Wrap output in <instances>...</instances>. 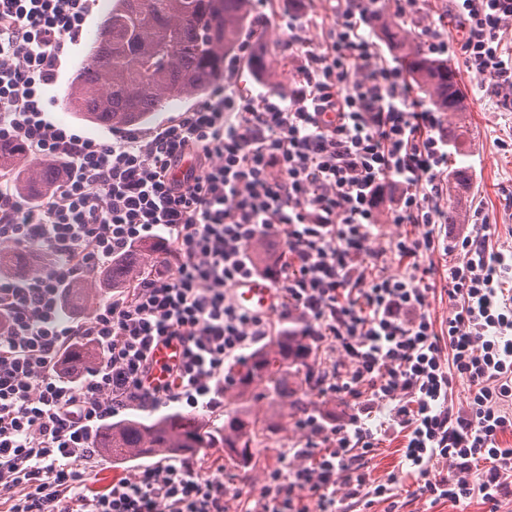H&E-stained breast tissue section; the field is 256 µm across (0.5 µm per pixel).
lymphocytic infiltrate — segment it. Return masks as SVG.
Wrapping results in <instances>:
<instances>
[{
	"label": "lymphocytic infiltrate",
	"instance_id": "1",
	"mask_svg": "<svg viewBox=\"0 0 512 512\" xmlns=\"http://www.w3.org/2000/svg\"><path fill=\"white\" fill-rule=\"evenodd\" d=\"M380 4L337 5L325 47L306 52L288 94L219 89L154 131L95 141L50 120L46 100L93 0H0V139L64 164L41 205L0 186V243L47 258L25 276L0 275V500L9 512H224L223 479L202 478L188 460L155 463L101 492L87 489L85 469L95 434L122 411L223 407L225 364L272 331L231 298L249 279L269 282L280 319L335 353L328 389L353 408L331 427L306 417L308 441L252 490V512H338L340 499L390 494L368 470L376 435L367 420L382 407L419 495L478 498L492 512L512 496V446L500 442L512 431V251L493 245L486 221L442 243L444 121L398 66L373 60ZM453 9L459 47L433 30L427 51L458 52L511 105L502 33L512 0H453ZM188 156L193 166L180 170ZM384 215L411 230L380 246ZM149 241L165 255L158 268L88 320L67 318L71 281ZM443 250L457 261L439 322L430 277ZM390 259L403 274L385 273ZM162 344L179 355L159 367ZM78 345L98 360L75 374L60 359ZM457 378L469 388L459 408L449 402Z\"/></svg>",
	"mask_w": 512,
	"mask_h": 512
}]
</instances>
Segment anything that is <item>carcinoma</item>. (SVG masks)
Here are the masks:
<instances>
[{"mask_svg": "<svg viewBox=\"0 0 512 512\" xmlns=\"http://www.w3.org/2000/svg\"><path fill=\"white\" fill-rule=\"evenodd\" d=\"M251 0H112L101 25L102 41L79 68L66 94L76 117L105 129H126L145 123L175 101L190 100L223 75L224 61L239 47L251 22ZM381 33L397 54L411 83L426 92L441 112H461L462 94L448 62L425 53L405 26L381 19ZM0 161L17 168L16 189L32 203L52 195L62 177L54 160L27 162L18 140L0 141ZM23 252L0 244V272L18 267ZM157 261L134 252L112 262V286L136 279L141 268ZM94 283L80 279L71 285V304L83 305ZM95 359L92 347L79 345L65 354L68 368H86ZM305 370L304 383L318 386L322 374L309 338L288 328L279 331L248 358L228 371L224 392L232 393L236 407L224 411V424L215 425L194 414H169L150 423L125 419L103 427L95 447L115 462L145 451L157 455H184L200 448H223L233 464L249 476L253 446L267 428L248 402L256 395L288 400L293 414L304 412L301 383L292 372Z\"/></svg>", "mask_w": 512, "mask_h": 512, "instance_id": "1", "label": "carcinoma"}]
</instances>
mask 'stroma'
Instances as JSON below:
<instances>
[{"label":"stroma","instance_id":"1","mask_svg":"<svg viewBox=\"0 0 512 512\" xmlns=\"http://www.w3.org/2000/svg\"><path fill=\"white\" fill-rule=\"evenodd\" d=\"M111 0H99L94 5L87 22V32L78 46H75L65 65L61 80L51 89L56 102L49 116L53 121L70 126L77 134L93 139H111V130L97 127L66 112L62 100L82 62L90 52V43L100 28L105 11ZM420 14L405 18L404 24L412 35L425 38L427 27L441 23L450 41L461 39L463 31L455 17L451 0H421ZM328 0H300L292 5L290 0H254L252 23L245 35L253 50L264 51L269 62L261 75H254L247 61H239L235 73L225 74L219 85L225 91H246L255 94L266 92L285 93L299 80V70L304 63V53L309 49L321 48L326 39V27L321 16L327 15ZM298 21L297 31H289V18ZM298 36L297 48H289L290 36ZM449 65L455 70L459 86L470 106L463 113H444L445 122L465 120L470 134L459 147L448 154L449 167L467 168L470 184L456 194L461 211V221L449 225L448 230L460 235L469 232L476 217L488 218L495 225V238L499 244L512 249V153L501 151L497 143L512 139V111L504 109L498 97L484 88L476 74L464 67L461 58L452 56ZM250 409L272 427L271 432L261 437L255 445V469L250 479H243L224 458L220 448H204L192 455L197 472L201 477L223 476L228 492L224 498V512H247L245 495L250 487L260 486L268 474L275 470L282 454L292 448L304 447L307 432L297 423L295 416L281 403L268 399L251 402ZM403 438L394 433L386 434L379 445L376 456L369 463L372 480L383 483L390 476H397L393 501H376L372 504L343 501V512H488V505L480 499L470 504L455 506L447 501L431 502L418 495L416 475L401 471L399 461Z\"/></svg>","mask_w":512,"mask_h":512}]
</instances>
